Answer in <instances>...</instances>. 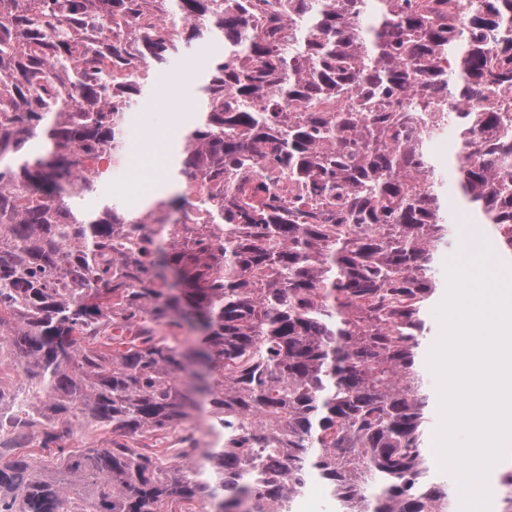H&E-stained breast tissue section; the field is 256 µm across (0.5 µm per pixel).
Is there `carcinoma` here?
I'll use <instances>...</instances> for the list:
<instances>
[{
	"mask_svg": "<svg viewBox=\"0 0 512 512\" xmlns=\"http://www.w3.org/2000/svg\"><path fill=\"white\" fill-rule=\"evenodd\" d=\"M251 6L0 0V366L24 376L0 381V512H290L312 476L334 512H448L422 448L425 311L454 223L431 144L454 130L455 183L512 252V0L464 18L448 0H274L245 39ZM162 14L188 41L146 24L101 53L104 22ZM193 39L222 52L180 173L216 189L198 198L209 224L166 225V246L146 219L191 185L142 211L74 199L94 189L86 163L125 144L149 84L128 72ZM450 94L469 107L445 111ZM274 133L270 179L303 194L251 204L231 174ZM76 425L112 439L72 452ZM158 432L199 463L148 450ZM34 440L40 461L16 455ZM499 498L512 512V468Z\"/></svg>",
	"mask_w": 512,
	"mask_h": 512,
	"instance_id": "obj_1",
	"label": "carcinoma"
}]
</instances>
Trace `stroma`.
Wrapping results in <instances>:
<instances>
[{"mask_svg":"<svg viewBox=\"0 0 512 512\" xmlns=\"http://www.w3.org/2000/svg\"><path fill=\"white\" fill-rule=\"evenodd\" d=\"M216 50L213 44L193 43L190 54L173 62L166 71L154 74L146 92L128 115V162L110 168L107 174L102 175L97 192L82 198L84 208L98 209L109 199L123 208L142 210L154 199L174 192L176 184L166 170L164 152L154 141L153 134L168 132L171 127V114L165 97L177 79L184 82L182 121L190 123L196 102L191 90L194 83L204 82L205 57ZM469 242L480 243L490 249L496 246L489 227L482 224L456 225L454 237L437 260L439 278H446L448 264L458 262L464 245Z\"/></svg>","mask_w":512,"mask_h":512,"instance_id":"35a3bbf8","label":"stroma"}]
</instances>
